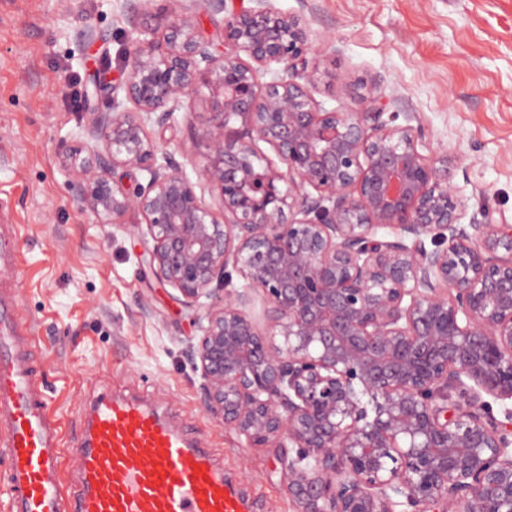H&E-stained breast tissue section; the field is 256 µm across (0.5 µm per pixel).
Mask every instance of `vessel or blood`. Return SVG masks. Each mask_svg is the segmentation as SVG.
Here are the masks:
<instances>
[{"label": "vessel or blood", "mask_w": 512, "mask_h": 512, "mask_svg": "<svg viewBox=\"0 0 512 512\" xmlns=\"http://www.w3.org/2000/svg\"><path fill=\"white\" fill-rule=\"evenodd\" d=\"M0 293V451L10 512H250L212 449L148 404L114 396L86 416L79 491L68 497L61 426L30 358L29 330Z\"/></svg>", "instance_id": "1"}]
</instances>
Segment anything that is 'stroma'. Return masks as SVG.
Wrapping results in <instances>:
<instances>
[{
    "label": "stroma",
    "mask_w": 512,
    "mask_h": 512,
    "mask_svg": "<svg viewBox=\"0 0 512 512\" xmlns=\"http://www.w3.org/2000/svg\"><path fill=\"white\" fill-rule=\"evenodd\" d=\"M305 21L336 79L319 82L325 108L398 113L422 131L423 152L452 159L449 178L465 217L489 210L512 224V0H269ZM0 0V193L14 201L17 262L0 271L33 331L50 406L63 429L62 472L72 480L81 411L99 398L141 391L175 427L224 451V471L254 512H296L274 444L251 447L200 403L187 357L204 309L189 308L147 266L151 242L137 213L100 223L82 209L59 161L89 141L92 113L112 109L136 37L152 38L162 0ZM94 31L95 42L84 38ZM89 99L73 111V100ZM208 117L184 100L174 125L148 135L183 166L194 126Z\"/></svg>",
    "instance_id": "35a3bbf8"
}]
</instances>
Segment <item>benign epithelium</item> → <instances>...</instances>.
Here are the masks:
<instances>
[{
  "mask_svg": "<svg viewBox=\"0 0 512 512\" xmlns=\"http://www.w3.org/2000/svg\"><path fill=\"white\" fill-rule=\"evenodd\" d=\"M165 2L91 143L60 157L100 223L142 217L149 270L177 300L211 301L187 351L205 411L295 449L297 512H512V224L462 223L448 157H426L412 125L324 108L313 88L336 75L299 19L250 0L216 56L192 8L225 0ZM200 93L193 181L158 161L145 123L169 127Z\"/></svg>",
  "mask_w": 512,
  "mask_h": 512,
  "instance_id": "benign-epithelium-1",
  "label": "benign epithelium"
}]
</instances>
